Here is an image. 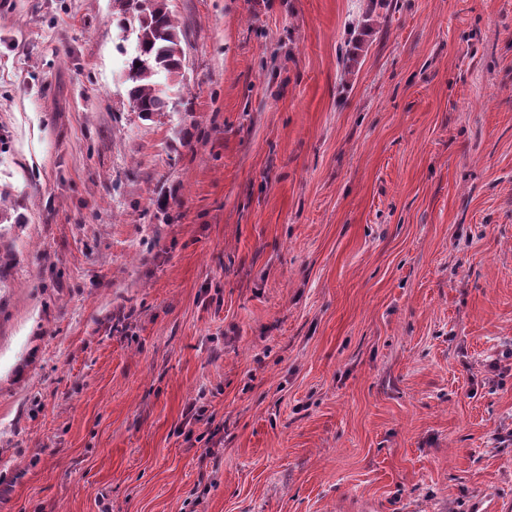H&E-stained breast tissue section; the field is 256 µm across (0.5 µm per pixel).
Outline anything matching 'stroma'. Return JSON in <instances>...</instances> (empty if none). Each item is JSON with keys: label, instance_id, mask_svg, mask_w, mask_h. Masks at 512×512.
<instances>
[{"label": "stroma", "instance_id": "35a3bbf8", "mask_svg": "<svg viewBox=\"0 0 512 512\" xmlns=\"http://www.w3.org/2000/svg\"><path fill=\"white\" fill-rule=\"evenodd\" d=\"M167 5L0 0V512H512V0ZM139 1H145L143 9L153 7L150 0H119V3L121 11L133 13L139 22L137 50L127 65L131 82L128 93L138 112L150 114L162 112L168 106L156 77L164 74L173 81L180 76L183 33L166 3L155 13L145 15Z\"/></svg>", "mask_w": 512, "mask_h": 512}]
</instances>
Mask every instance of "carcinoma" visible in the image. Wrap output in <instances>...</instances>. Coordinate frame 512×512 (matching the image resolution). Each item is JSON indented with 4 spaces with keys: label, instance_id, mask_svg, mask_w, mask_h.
<instances>
[{
    "label": "carcinoma",
    "instance_id": "1",
    "mask_svg": "<svg viewBox=\"0 0 512 512\" xmlns=\"http://www.w3.org/2000/svg\"><path fill=\"white\" fill-rule=\"evenodd\" d=\"M119 3L121 11L136 15L139 22L137 50L128 61L129 96L139 112H161L167 107V98L156 77L163 74L174 80L180 76L182 30L165 5L146 15L139 0H119Z\"/></svg>",
    "mask_w": 512,
    "mask_h": 512
}]
</instances>
